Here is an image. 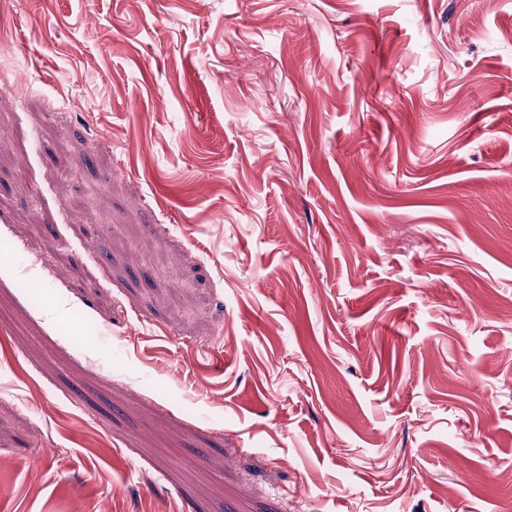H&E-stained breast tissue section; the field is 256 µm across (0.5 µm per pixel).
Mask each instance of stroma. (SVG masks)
Here are the masks:
<instances>
[{"mask_svg": "<svg viewBox=\"0 0 512 512\" xmlns=\"http://www.w3.org/2000/svg\"><path fill=\"white\" fill-rule=\"evenodd\" d=\"M93 507L512 512V0H0V512Z\"/></svg>", "mask_w": 512, "mask_h": 512, "instance_id": "35a3bbf8", "label": "stroma"}]
</instances>
